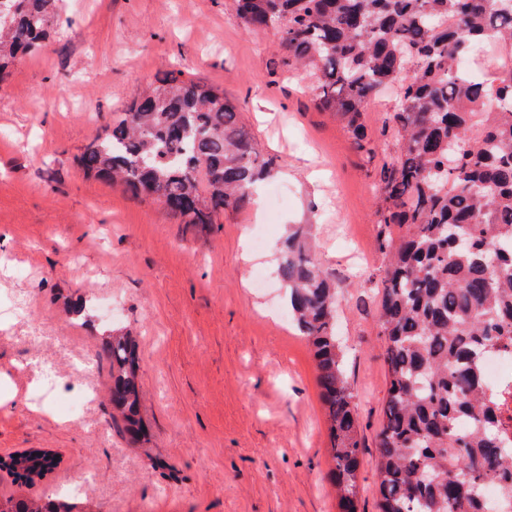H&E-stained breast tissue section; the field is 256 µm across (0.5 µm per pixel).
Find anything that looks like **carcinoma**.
<instances>
[{"mask_svg":"<svg viewBox=\"0 0 512 512\" xmlns=\"http://www.w3.org/2000/svg\"><path fill=\"white\" fill-rule=\"evenodd\" d=\"M60 0H0V81L49 37ZM247 28L272 29L288 64L317 74L314 102L357 148L374 151L363 117L396 91L394 161L380 170L376 211L389 264L379 289L389 388L376 439L378 512H486L481 489L512 503L482 358L512 349V0H235ZM224 92L169 71L105 122L77 163L121 183L184 224H215L249 203L272 165ZM407 226L394 242L388 228ZM467 237L455 244L449 229ZM299 226L277 276L313 351L342 512H358L364 445L336 338L339 293ZM112 409L144 436L135 339L106 342ZM43 452L0 460L14 480L48 472ZM0 512H71L46 497H0Z\"/></svg>","mask_w":512,"mask_h":512,"instance_id":"cac0c4a2","label":"carcinoma"}]
</instances>
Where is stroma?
Here are the masks:
<instances>
[{
    "label": "stroma",
    "instance_id": "obj_1",
    "mask_svg": "<svg viewBox=\"0 0 512 512\" xmlns=\"http://www.w3.org/2000/svg\"><path fill=\"white\" fill-rule=\"evenodd\" d=\"M223 90L273 166L246 207L183 224L86 176L76 158L112 113L170 68ZM310 78L234 0H62L44 47L0 83V457L47 448L42 496L81 482L73 512H339L317 370L276 276L305 224L336 280V332L363 438L359 512H377L376 436L388 391L377 290L386 264L375 154L315 109ZM138 338L141 416L131 444L112 416L105 343ZM54 373L33 379L32 360ZM93 390L79 411L68 398Z\"/></svg>",
    "mask_w": 512,
    "mask_h": 512
}]
</instances>
